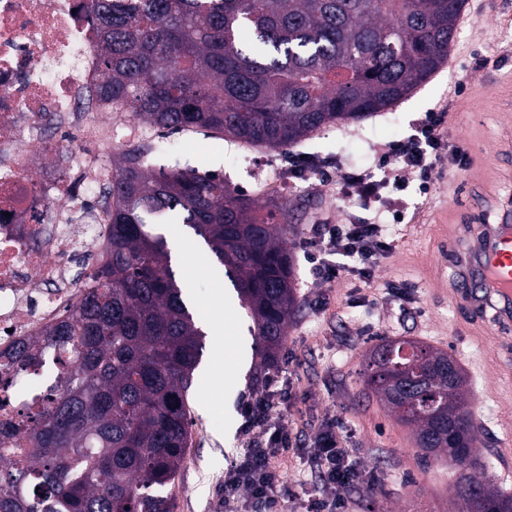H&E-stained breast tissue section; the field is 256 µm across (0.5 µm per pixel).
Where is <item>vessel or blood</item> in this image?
Wrapping results in <instances>:
<instances>
[{
    "instance_id": "vessel-or-blood-1",
    "label": "vessel or blood",
    "mask_w": 512,
    "mask_h": 512,
    "mask_svg": "<svg viewBox=\"0 0 512 512\" xmlns=\"http://www.w3.org/2000/svg\"><path fill=\"white\" fill-rule=\"evenodd\" d=\"M455 280L450 300L469 309L476 320L491 317L499 354L498 374L512 380V202L497 220L479 228L460 225L455 239Z\"/></svg>"
}]
</instances>
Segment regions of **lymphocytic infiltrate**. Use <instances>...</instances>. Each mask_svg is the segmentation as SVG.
<instances>
[{
  "label": "lymphocytic infiltrate",
  "mask_w": 512,
  "mask_h": 512,
  "mask_svg": "<svg viewBox=\"0 0 512 512\" xmlns=\"http://www.w3.org/2000/svg\"><path fill=\"white\" fill-rule=\"evenodd\" d=\"M444 111L425 113L415 125L414 134L392 145L375 171L343 175V183L356 189L361 206L378 200L386 185L402 186L405 173L417 174L422 185H429L434 172L445 164L469 165L471 159L460 148L449 147L440 130ZM303 246L315 280L327 281L354 274L364 284H372L374 271L391 252L381 225L369 220L348 224H314ZM298 397L281 369L269 371L261 387L250 390L241 400L242 431L246 447L239 459L224 473L219 506L222 512H279L283 502L296 498L278 464L291 447V436L283 423ZM342 423L329 419L316 432L307 453L317 466L320 480L303 501L305 512H345L347 504L340 491L362 479V472L351 449L339 434Z\"/></svg>",
  "instance_id": "obj_1"
}]
</instances>
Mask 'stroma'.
Masks as SVG:
<instances>
[{
	"instance_id": "1",
	"label": "stroma",
	"mask_w": 512,
	"mask_h": 512,
	"mask_svg": "<svg viewBox=\"0 0 512 512\" xmlns=\"http://www.w3.org/2000/svg\"><path fill=\"white\" fill-rule=\"evenodd\" d=\"M453 67L441 68L417 87L396 109L363 122H348L313 134L289 152H269L270 160L287 165L289 157L319 161L321 174L311 189L290 196L288 221L299 237L292 252L299 310L292 320L277 364L286 369L301 397L284 415L296 448L284 469L290 483L312 486L315 475L298 453L323 419L338 417L342 433L370 487L354 486L344 496L349 512H453L456 475L447 463L424 459L410 427L390 416L361 380L366 350L383 337L416 339L452 353L470 377L471 409L481 427L479 453L494 480L512 494V475L503 476L499 451L512 445V384L496 373L495 349L488 333L470 313L453 304L444 281L452 279L450 243L439 220L445 209L476 210L470 187L483 177L501 196L512 184L495 180L498 148L512 132V0H465L449 51ZM460 88L456 99L448 91ZM448 112L441 132L448 143L463 148L471 163L434 176L429 192L418 180L403 190L386 188L384 199L403 201L404 219L394 223L390 208L378 202L363 209L341 201L338 167L374 168L392 144L406 140L425 112ZM154 149L145 169L180 165L222 175L246 194L255 180L246 164L233 162L234 140L207 132L153 134ZM378 217L393 240L389 258L380 262L373 287L358 277L317 282L303 251L311 225L347 222L350 216ZM172 247L177 280L186 288L199 324L220 333L226 351L219 372H211L213 343H206L194 373L189 404L194 421L192 441L181 476L173 488L176 512H215L224 472L241 455L245 438L240 411L242 394L259 387V358L250 333L252 322L241 308L222 268L206 245L182 224L164 225ZM408 284L406 294L392 291Z\"/></svg>"
}]
</instances>
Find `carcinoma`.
I'll return each mask as SVG.
<instances>
[{
    "instance_id": "1",
    "label": "carcinoma",
    "mask_w": 512,
    "mask_h": 512,
    "mask_svg": "<svg viewBox=\"0 0 512 512\" xmlns=\"http://www.w3.org/2000/svg\"><path fill=\"white\" fill-rule=\"evenodd\" d=\"M465 0H87L102 80L95 97L146 128L205 130L284 150L404 100L448 61ZM150 145L112 161L110 238L81 300L19 346L18 373L52 359L66 375L0 425L21 441L0 470V512H175L193 419L189 390L204 332L182 297L158 226L181 221L224 267L272 365L297 306L295 227L273 222L224 177L147 174ZM365 388L411 426L426 458L448 461L457 512H512L486 474L468 380L448 351L382 339L364 358Z\"/></svg>"
}]
</instances>
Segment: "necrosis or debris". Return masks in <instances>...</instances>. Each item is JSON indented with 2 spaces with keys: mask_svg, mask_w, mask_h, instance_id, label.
I'll return each instance as SVG.
<instances>
[{
  "mask_svg": "<svg viewBox=\"0 0 512 512\" xmlns=\"http://www.w3.org/2000/svg\"><path fill=\"white\" fill-rule=\"evenodd\" d=\"M87 0H0V352L63 318L81 293L72 275L104 249L113 145L141 125L99 103Z\"/></svg>",
  "mask_w": 512,
  "mask_h": 512,
  "instance_id": "1",
  "label": "necrosis or debris"
}]
</instances>
